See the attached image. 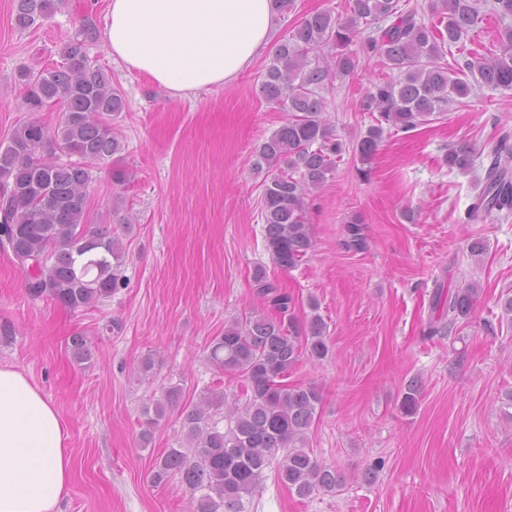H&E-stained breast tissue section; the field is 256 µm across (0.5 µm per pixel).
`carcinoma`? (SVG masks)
Returning <instances> with one entry per match:
<instances>
[{"label": "carcinoma", "mask_w": 512, "mask_h": 512, "mask_svg": "<svg viewBox=\"0 0 512 512\" xmlns=\"http://www.w3.org/2000/svg\"><path fill=\"white\" fill-rule=\"evenodd\" d=\"M16 20L31 27L55 10V0H16ZM437 22L417 20L400 0H352L342 18L322 11L303 18L279 43L261 85L265 98L289 112L288 122L259 146L256 169L269 176L263 194L266 248L282 270L295 268L312 247L307 199L333 174L346 151L335 127L324 117L321 95L330 78L354 72L362 57L376 56L392 73L363 93L361 110L376 112V124L353 147L365 178L384 134L383 124L408 132L448 111L472 91L444 63L446 46L482 21L478 0H432ZM392 20L389 25L384 21ZM493 57L474 56L464 68L476 83L512 91V28ZM91 28L61 50L62 65L20 72L32 112L57 107L61 121L50 131L38 120L17 128L0 150V237L9 244L25 273L33 298L49 299L70 310L95 307L112 298L122 277L125 251L118 228L90 222L88 162L109 160L122 150L112 114L123 110L119 88L87 54ZM61 153L65 159L56 157ZM472 148L448 150V167L466 170ZM512 211V151L499 148L482 188L468 208L467 221ZM261 307L224 326L210 343L209 358L220 370L241 378L240 395L228 417L224 391L210 390L185 411V443L168 449L157 463L153 480L176 476L197 494L196 512H242V498L259 491L264 471L278 459V476L300 496L331 492L344 478L322 466L308 442V431L322 403L312 385L286 382L288 372L306 357L321 361L330 353L327 325L310 300L312 314L299 322L293 296L267 278L254 275ZM481 288L470 282L448 296L446 326L470 316ZM73 358L86 362V337L70 338ZM181 388L163 391L145 410L141 438L151 437L158 421L180 400ZM420 385L405 387L400 409L414 414ZM229 421L228 426L221 422Z\"/></svg>", "instance_id": "carcinoma-1"}]
</instances>
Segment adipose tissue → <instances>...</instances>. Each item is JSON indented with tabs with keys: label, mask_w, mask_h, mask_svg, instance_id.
Masks as SVG:
<instances>
[{
	"label": "adipose tissue",
	"mask_w": 512,
	"mask_h": 512,
	"mask_svg": "<svg viewBox=\"0 0 512 512\" xmlns=\"http://www.w3.org/2000/svg\"><path fill=\"white\" fill-rule=\"evenodd\" d=\"M271 0H109L104 46L177 97L234 82L269 45ZM53 401L0 366V512H60L73 461Z\"/></svg>",
	"instance_id": "1"
}]
</instances>
